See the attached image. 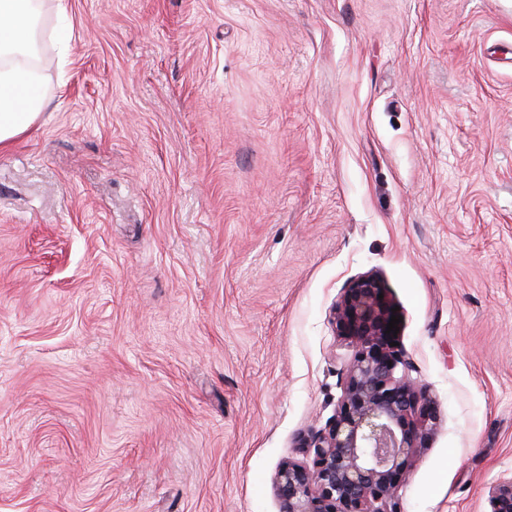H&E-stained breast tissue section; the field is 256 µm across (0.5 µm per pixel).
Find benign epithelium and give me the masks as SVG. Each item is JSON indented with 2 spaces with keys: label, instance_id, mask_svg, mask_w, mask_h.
Listing matches in <instances>:
<instances>
[{
  "label": "benign epithelium",
  "instance_id": "benign-epithelium-1",
  "mask_svg": "<svg viewBox=\"0 0 512 512\" xmlns=\"http://www.w3.org/2000/svg\"><path fill=\"white\" fill-rule=\"evenodd\" d=\"M393 304L374 273L336 301V335L353 351L336 411L299 435L302 455L273 477L280 512H400L396 489L437 426V412L413 380L411 363L387 332ZM490 512H512V477L489 489Z\"/></svg>",
  "mask_w": 512,
  "mask_h": 512
}]
</instances>
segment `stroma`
Instances as JSON below:
<instances>
[{
    "mask_svg": "<svg viewBox=\"0 0 512 512\" xmlns=\"http://www.w3.org/2000/svg\"><path fill=\"white\" fill-rule=\"evenodd\" d=\"M42 0L0 151V512H279L384 282L437 429L401 512L512 475V0Z\"/></svg>",
    "mask_w": 512,
    "mask_h": 512,
    "instance_id": "1",
    "label": "stroma"
}]
</instances>
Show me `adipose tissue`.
Instances as JSON below:
<instances>
[{"instance_id": "adipose-tissue-1", "label": "adipose tissue", "mask_w": 512, "mask_h": 512, "mask_svg": "<svg viewBox=\"0 0 512 512\" xmlns=\"http://www.w3.org/2000/svg\"><path fill=\"white\" fill-rule=\"evenodd\" d=\"M38 17L33 0H0V149L28 132L46 110L33 72L16 61L32 52Z\"/></svg>"}]
</instances>
